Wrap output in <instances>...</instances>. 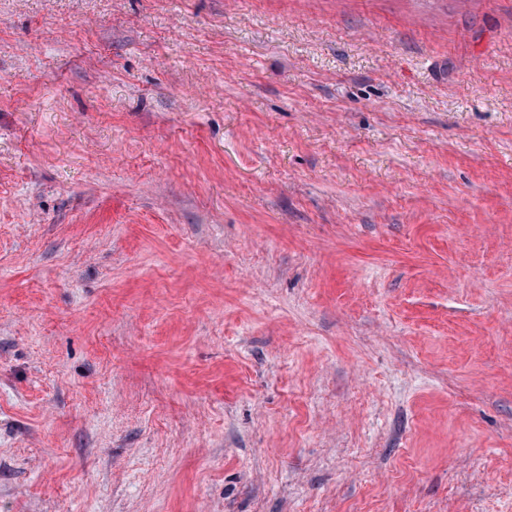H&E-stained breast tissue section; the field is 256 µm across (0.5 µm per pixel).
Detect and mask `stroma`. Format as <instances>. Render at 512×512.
<instances>
[{"label": "stroma", "instance_id": "35a3bbf8", "mask_svg": "<svg viewBox=\"0 0 512 512\" xmlns=\"http://www.w3.org/2000/svg\"><path fill=\"white\" fill-rule=\"evenodd\" d=\"M0 512H512V0H0Z\"/></svg>", "mask_w": 512, "mask_h": 512}]
</instances>
